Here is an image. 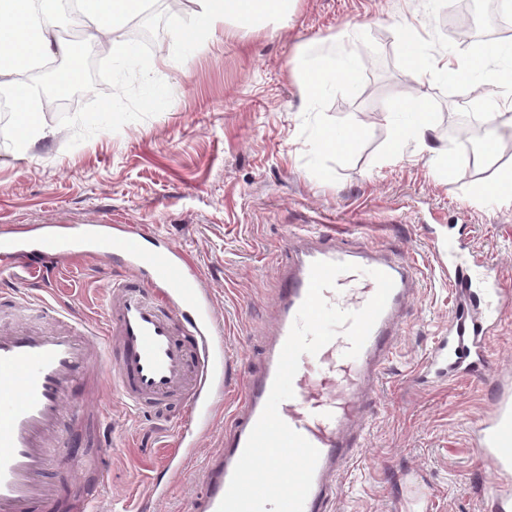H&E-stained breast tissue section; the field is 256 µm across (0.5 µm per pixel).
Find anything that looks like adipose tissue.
Here are the masks:
<instances>
[{"label":"adipose tissue","mask_w":512,"mask_h":512,"mask_svg":"<svg viewBox=\"0 0 512 512\" xmlns=\"http://www.w3.org/2000/svg\"><path fill=\"white\" fill-rule=\"evenodd\" d=\"M197 9L195 27L180 31V40L196 42L205 38L227 21L255 26L270 18H288L296 0H194ZM84 23L112 44V56L122 60L128 55L119 32L132 17L143 12L145 0H78ZM65 0H0V92L9 94L17 105L18 136L15 149L27 154L38 142L52 138L54 132L41 119V109L32 98L28 86L20 83L19 74L38 67L68 48L56 38V27ZM408 65L416 85H424L432 77L469 78L479 72L481 84L495 87L507 80V70L497 61H485L473 67L470 61L451 53L422 60L409 59ZM434 125L429 113L417 110L415 120L399 132L391 146L400 152L403 140L413 141L419 152H427L433 162H446L450 152L435 146Z\"/></svg>","instance_id":"1"}]
</instances>
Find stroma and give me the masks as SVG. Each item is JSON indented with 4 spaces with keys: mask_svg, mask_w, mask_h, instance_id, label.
<instances>
[{
    "mask_svg": "<svg viewBox=\"0 0 512 512\" xmlns=\"http://www.w3.org/2000/svg\"><path fill=\"white\" fill-rule=\"evenodd\" d=\"M447 6L448 0H298L288 22L226 24L181 63L162 31L152 41L151 66L173 101L161 114L71 148L58 120L61 111L84 103L79 95L63 106L42 101V120L55 136L26 155L16 152L11 131L0 133V231L141 225L152 242L187 254L211 289L223 331L224 400L204 447L183 463L162 503L152 500V481L164 476L163 451L176 447L177 428L105 398L112 488L101 497L103 512H188L247 374L263 364L287 233L314 227L357 246L402 251L421 277L372 409L369 445L340 476L333 512H400V495L416 474L431 488L428 512H489L497 478L472 447L469 425L490 411L492 379L420 384L412 373L447 328L456 302L449 254L497 264L512 286V205L479 191L494 171L512 168V157L470 163L455 131L465 118L485 120L461 102L477 83L437 77L424 86L420 103L432 114L437 145L452 149L453 168L435 169L426 155L398 162L389 153L398 126L411 121L396 107L414 87L399 23L420 30L425 52L478 62L487 53L486 41L465 45L445 32ZM343 33L353 51L351 77L335 64ZM301 49L326 67L324 88L309 107L298 85ZM391 108L396 114L385 120ZM334 134L349 137L348 150L324 149L323 138ZM121 272L108 259L65 264L43 285L0 273V290L26 300L21 307L2 302L0 310L24 322L49 301L100 325L103 285Z\"/></svg>",
    "mask_w": 512,
    "mask_h": 512,
    "instance_id": "stroma-1",
    "label": "stroma"
}]
</instances>
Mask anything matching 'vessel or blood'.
Masks as SVG:
<instances>
[{
  "mask_svg": "<svg viewBox=\"0 0 512 512\" xmlns=\"http://www.w3.org/2000/svg\"><path fill=\"white\" fill-rule=\"evenodd\" d=\"M142 229L131 224H95L73 232L51 224L39 237L27 231L0 233V270L14 277H42L48 266L79 258L116 257L124 275L108 285L103 328L67 310L44 305L45 324L0 317V512H31L51 505L47 480L49 449L71 469L82 463L73 434L84 416L100 417L92 399L73 400V389L97 380V395L112 393L132 411L162 409L179 402L189 415L178 449L167 463L177 471L192 457L209 430L216 397L224 388V344L209 291L180 250L144 247ZM288 259L279 277L276 328L262 367L250 374L245 396L228 427L224 445L209 457L203 490L191 512H217L247 439L269 397L282 347L308 289L316 261L353 263L367 271L357 279L340 274L325 300L344 310L361 309L375 294L370 270L394 281L387 305L357 357H346L349 342L337 336L317 354L302 355L293 380L294 396L279 406L280 417L320 452L304 512H327L336 477L363 447L369 413L404 329L409 299L420 286L416 267L399 252L354 249L325 232L298 231L287 239ZM481 284L494 298L481 310L471 296V280L462 266L449 265L448 284L460 300L448 317V329L429 350L415 379L429 383L491 373L496 382L493 408L471 425L472 440L487 467L502 477L490 494L493 512H512V384L492 370L488 340L512 312V289L498 266L483 262ZM91 466L94 493L78 497L74 512H96L100 494L112 484L110 452L96 447Z\"/></svg>",
  "mask_w": 512,
  "mask_h": 512,
  "instance_id": "b4317fda",
  "label": "vessel or blood"
}]
</instances>
